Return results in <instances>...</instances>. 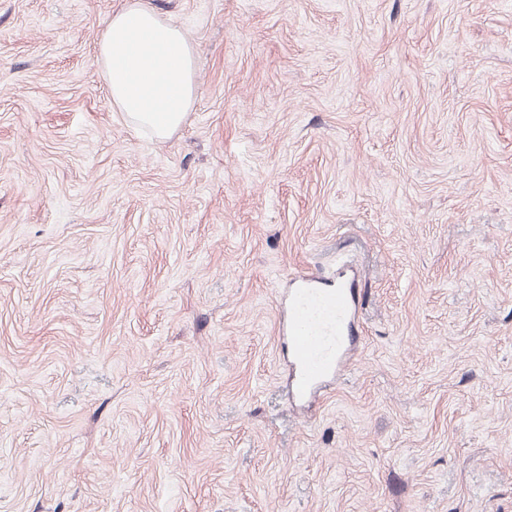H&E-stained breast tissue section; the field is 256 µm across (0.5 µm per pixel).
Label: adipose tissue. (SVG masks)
<instances>
[{
	"instance_id": "ef3b65f1",
	"label": "adipose tissue",
	"mask_w": 512,
	"mask_h": 512,
	"mask_svg": "<svg viewBox=\"0 0 512 512\" xmlns=\"http://www.w3.org/2000/svg\"><path fill=\"white\" fill-rule=\"evenodd\" d=\"M98 58L112 105L127 121L160 139L182 125L195 98L193 46L146 0H126L106 20Z\"/></svg>"
}]
</instances>
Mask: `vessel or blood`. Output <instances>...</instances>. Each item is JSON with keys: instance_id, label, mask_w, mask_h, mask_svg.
<instances>
[{"instance_id": "1", "label": "vessel or blood", "mask_w": 512, "mask_h": 512, "mask_svg": "<svg viewBox=\"0 0 512 512\" xmlns=\"http://www.w3.org/2000/svg\"><path fill=\"white\" fill-rule=\"evenodd\" d=\"M350 303L344 284L324 288L316 277H297L288 307V346L296 368L297 397L311 394L338 367L349 330Z\"/></svg>"}]
</instances>
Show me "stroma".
Returning a JSON list of instances; mask_svg holds the SVG:
<instances>
[{
  "label": "stroma",
  "mask_w": 512,
  "mask_h": 512,
  "mask_svg": "<svg viewBox=\"0 0 512 512\" xmlns=\"http://www.w3.org/2000/svg\"><path fill=\"white\" fill-rule=\"evenodd\" d=\"M124 2L0 0V512H512V0H151L165 140ZM300 272L357 307L304 407ZM98 58L112 105L127 121L159 139L182 125L195 98L193 46L145 0H126L106 20Z\"/></svg>",
  "instance_id": "35a3bbf8"
}]
</instances>
